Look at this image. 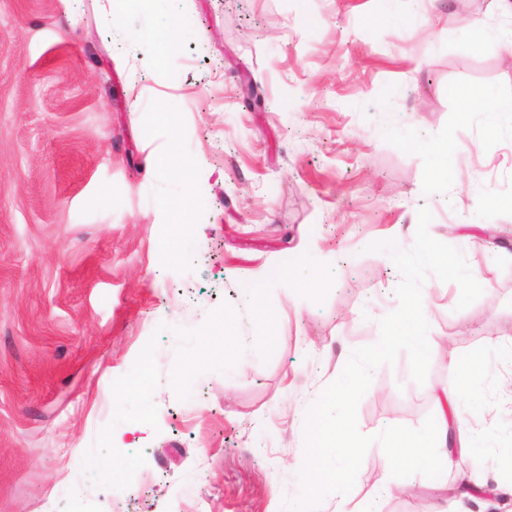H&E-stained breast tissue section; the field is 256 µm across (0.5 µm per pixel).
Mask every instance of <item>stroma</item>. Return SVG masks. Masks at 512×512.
<instances>
[{
    "label": "stroma",
    "instance_id": "stroma-1",
    "mask_svg": "<svg viewBox=\"0 0 512 512\" xmlns=\"http://www.w3.org/2000/svg\"><path fill=\"white\" fill-rule=\"evenodd\" d=\"M468 3L482 31L443 0H162L118 22L101 0H0V512H284L308 407L398 304L365 247L410 248L424 206L486 287L461 310L428 277L426 381L404 353L378 367L358 429L420 427L445 391L495 409L434 481L372 445L344 507H443L462 469L500 481L512 264L479 229L512 230V116L478 97L512 99V20ZM146 25L178 34L150 62ZM165 158L194 165L200 210Z\"/></svg>",
    "mask_w": 512,
    "mask_h": 512
}]
</instances>
